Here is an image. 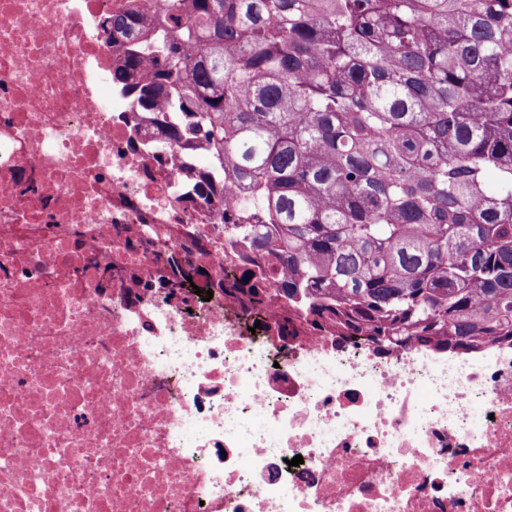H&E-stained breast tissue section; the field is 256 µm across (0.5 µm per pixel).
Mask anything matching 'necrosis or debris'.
<instances>
[{
	"label": "necrosis or debris",
	"mask_w": 512,
	"mask_h": 512,
	"mask_svg": "<svg viewBox=\"0 0 512 512\" xmlns=\"http://www.w3.org/2000/svg\"><path fill=\"white\" fill-rule=\"evenodd\" d=\"M124 3L0 0V512H512V347L277 336L219 290L223 225L110 88Z\"/></svg>",
	"instance_id": "necrosis-or-debris-1"
}]
</instances>
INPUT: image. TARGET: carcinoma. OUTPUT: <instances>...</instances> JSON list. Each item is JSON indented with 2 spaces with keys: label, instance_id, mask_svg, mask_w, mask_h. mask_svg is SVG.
Wrapping results in <instances>:
<instances>
[{
  "label": "carcinoma",
  "instance_id": "cac0c4a2",
  "mask_svg": "<svg viewBox=\"0 0 512 512\" xmlns=\"http://www.w3.org/2000/svg\"><path fill=\"white\" fill-rule=\"evenodd\" d=\"M112 86L242 252L380 350L512 345V0H128Z\"/></svg>",
  "mask_w": 512,
  "mask_h": 512
}]
</instances>
